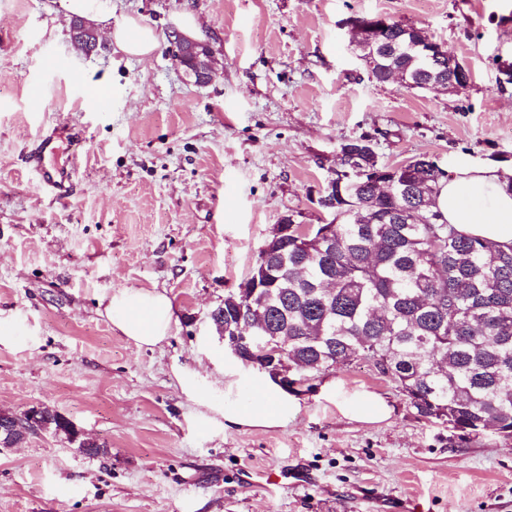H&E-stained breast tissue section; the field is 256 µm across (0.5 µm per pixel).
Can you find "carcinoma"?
<instances>
[{
  "label": "carcinoma",
  "instance_id": "obj_1",
  "mask_svg": "<svg viewBox=\"0 0 512 512\" xmlns=\"http://www.w3.org/2000/svg\"><path fill=\"white\" fill-rule=\"evenodd\" d=\"M384 44L375 81L421 67L404 26L392 24ZM352 153L357 172L322 205L340 218L334 229L298 223L274 253L259 250L261 288L252 299L226 296L212 322L233 328L240 309L253 313L287 343L300 384L373 360L418 417L462 440L490 427L512 438V245L463 234L433 209L445 172L429 157L395 167L393 188L380 191L369 174L384 169L373 144L362 136L339 144L337 155ZM4 420L12 430L0 432V447L25 443L21 417ZM61 434L91 456L107 453L85 435Z\"/></svg>",
  "mask_w": 512,
  "mask_h": 512
}]
</instances>
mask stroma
Listing matches in <instances>:
<instances>
[{
  "instance_id": "35a3bbf8",
  "label": "stroma",
  "mask_w": 512,
  "mask_h": 512,
  "mask_svg": "<svg viewBox=\"0 0 512 512\" xmlns=\"http://www.w3.org/2000/svg\"><path fill=\"white\" fill-rule=\"evenodd\" d=\"M115 21L153 29L140 60L108 34L86 54L60 0H0V309L40 338L0 346V411L43 405L107 445L89 457L46 430L0 447V512H512V438L463 442L418 418L365 362L292 388L270 429L213 430L180 391L181 366L237 380L254 367L224 351L210 318L248 275L282 216L327 224L316 203L337 148L371 140L382 164L425 155L512 168V0H113ZM188 11L211 36L218 73L178 72L167 34ZM382 16L425 29L473 75L459 92L371 79L350 23ZM107 90L100 109L85 88ZM61 121L47 165L70 170L54 199L22 156ZM124 288L166 293L168 338L139 348L98 299ZM376 393L383 420L345 418L322 388ZM278 474L267 488L265 474Z\"/></svg>"
}]
</instances>
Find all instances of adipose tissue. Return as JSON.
Listing matches in <instances>:
<instances>
[{"label":"adipose tissue","mask_w":512,"mask_h":512,"mask_svg":"<svg viewBox=\"0 0 512 512\" xmlns=\"http://www.w3.org/2000/svg\"><path fill=\"white\" fill-rule=\"evenodd\" d=\"M66 10L94 25L108 29L113 44L128 56L145 59L159 47L149 27L127 19L112 21V0H64ZM435 208L448 223L466 234L512 245V172L480 161L454 164L443 181ZM113 327L139 347L165 341L174 320L169 297L160 291L122 289L99 301ZM175 374L183 393L197 405L207 426L272 428L282 423L295 399L269 374L252 376L243 401L216 400L217 381H206L199 372L179 368Z\"/></svg>","instance_id":"ef3b65f1"}]
</instances>
